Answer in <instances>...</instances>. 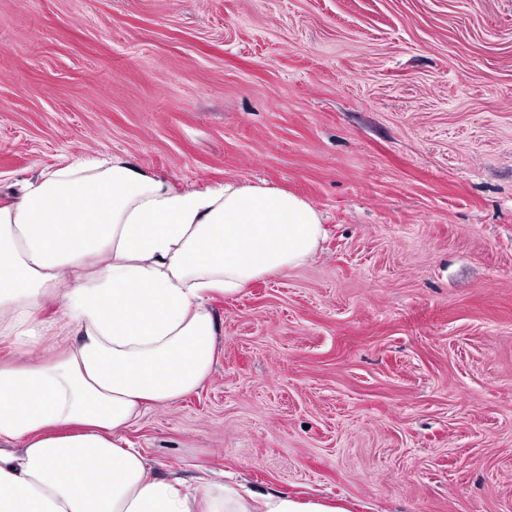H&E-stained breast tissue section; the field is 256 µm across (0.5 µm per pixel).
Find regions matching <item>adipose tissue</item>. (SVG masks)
I'll return each instance as SVG.
<instances>
[{
	"label": "adipose tissue",
	"mask_w": 512,
	"mask_h": 512,
	"mask_svg": "<svg viewBox=\"0 0 512 512\" xmlns=\"http://www.w3.org/2000/svg\"><path fill=\"white\" fill-rule=\"evenodd\" d=\"M323 221L285 190H178L118 157L24 182L0 207V338L19 354L0 360V512H347L225 483L189 496L126 438L144 407L209 376L207 300L311 260ZM64 277L60 333L78 339L45 360L31 323Z\"/></svg>",
	"instance_id": "obj_1"
}]
</instances>
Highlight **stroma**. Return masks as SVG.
<instances>
[{
  "mask_svg": "<svg viewBox=\"0 0 512 512\" xmlns=\"http://www.w3.org/2000/svg\"><path fill=\"white\" fill-rule=\"evenodd\" d=\"M85 155L296 193L307 264L207 302L158 478L512 512V0H0V206Z\"/></svg>",
  "mask_w": 512,
  "mask_h": 512,
  "instance_id": "obj_1",
  "label": "stroma"
}]
</instances>
